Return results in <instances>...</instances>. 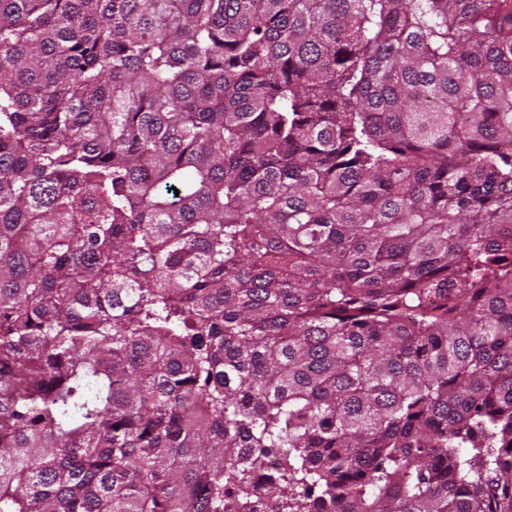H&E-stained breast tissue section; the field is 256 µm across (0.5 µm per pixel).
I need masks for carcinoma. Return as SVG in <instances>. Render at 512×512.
<instances>
[{
    "instance_id": "obj_1",
    "label": "carcinoma",
    "mask_w": 512,
    "mask_h": 512,
    "mask_svg": "<svg viewBox=\"0 0 512 512\" xmlns=\"http://www.w3.org/2000/svg\"><path fill=\"white\" fill-rule=\"evenodd\" d=\"M512 512V0H0V512Z\"/></svg>"
}]
</instances>
